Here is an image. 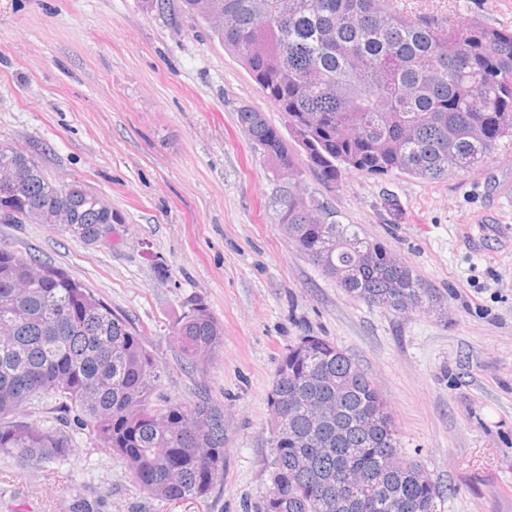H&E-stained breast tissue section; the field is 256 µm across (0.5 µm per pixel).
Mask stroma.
I'll return each mask as SVG.
<instances>
[{
    "mask_svg": "<svg viewBox=\"0 0 512 512\" xmlns=\"http://www.w3.org/2000/svg\"><path fill=\"white\" fill-rule=\"evenodd\" d=\"M439 23L457 5L512 29V0H394ZM284 119L236 54L181 0H0V140L57 181L112 203V241L46 224H0V246L48 261L142 329L158 395L224 409V480L200 500L147 495L74 416L61 462L0 454V512H256L272 484L271 411L280 359L306 335L336 344L385 398L406 456L446 493L443 512H512V148L428 182L345 174L327 200L339 223L384 243L437 306L397 314L349 296L282 235L267 165L242 107ZM203 297L224 325L205 372L171 333Z\"/></svg>",
    "mask_w": 512,
    "mask_h": 512,
    "instance_id": "stroma-1",
    "label": "stroma"
}]
</instances>
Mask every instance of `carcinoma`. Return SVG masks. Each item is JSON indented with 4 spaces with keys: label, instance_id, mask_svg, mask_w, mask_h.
Listing matches in <instances>:
<instances>
[{
    "label": "carcinoma",
    "instance_id": "obj_1",
    "mask_svg": "<svg viewBox=\"0 0 512 512\" xmlns=\"http://www.w3.org/2000/svg\"><path fill=\"white\" fill-rule=\"evenodd\" d=\"M233 50L282 113L238 112L276 184L288 242L353 297L406 313L427 296L389 250L336 221L302 188V168L332 192L355 171L426 181L468 172L512 143V29L457 9L447 24L395 10L389 0H182ZM304 156L299 167L298 155ZM0 141V224H48L86 243L112 239V205L34 161L19 176ZM173 336L203 371L223 345L207 302L186 305ZM160 368L144 332L117 317L61 268L0 248V453L26 466L62 461L60 428L19 421L25 405L54 398L94 448H110L150 495L202 499L224 481V409L202 392L191 403L156 396ZM272 486L260 512H442V488L408 458L386 403L346 352L305 336L281 359L268 395ZM288 424L284 432L280 423ZM355 473L370 493H336Z\"/></svg>",
    "mask_w": 512,
    "mask_h": 512
}]
</instances>
